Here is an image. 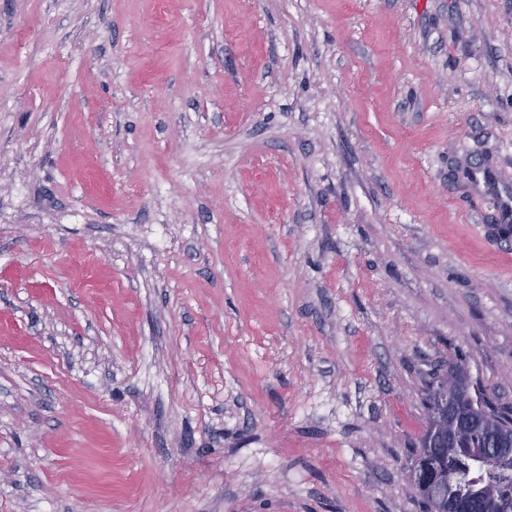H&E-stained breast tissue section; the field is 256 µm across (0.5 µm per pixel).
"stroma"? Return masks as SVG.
I'll use <instances>...</instances> for the list:
<instances>
[{"mask_svg":"<svg viewBox=\"0 0 512 512\" xmlns=\"http://www.w3.org/2000/svg\"><path fill=\"white\" fill-rule=\"evenodd\" d=\"M505 224L512 0H0V512H422Z\"/></svg>","mask_w":512,"mask_h":512,"instance_id":"35a3bbf8","label":"stroma"}]
</instances>
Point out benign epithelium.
<instances>
[{
	"instance_id": "obj_1",
	"label": "benign epithelium",
	"mask_w": 512,
	"mask_h": 512,
	"mask_svg": "<svg viewBox=\"0 0 512 512\" xmlns=\"http://www.w3.org/2000/svg\"><path fill=\"white\" fill-rule=\"evenodd\" d=\"M467 378L464 371L450 369L440 377L439 393L448 399V409L433 411L427 418L430 431L424 447L429 453L451 447L467 435L480 438L478 462L489 470L506 469L512 464V427L493 416L469 419L462 413L466 398Z\"/></svg>"
}]
</instances>
